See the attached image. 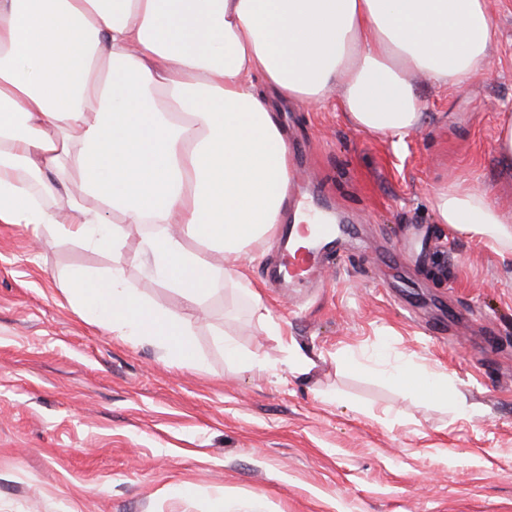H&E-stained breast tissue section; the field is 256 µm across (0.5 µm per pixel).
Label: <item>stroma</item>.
<instances>
[{
    "label": "stroma",
    "mask_w": 512,
    "mask_h": 512,
    "mask_svg": "<svg viewBox=\"0 0 512 512\" xmlns=\"http://www.w3.org/2000/svg\"><path fill=\"white\" fill-rule=\"evenodd\" d=\"M490 8L488 72L414 77L425 119L403 142L282 107L308 202L334 206L359 246L321 262L319 287L266 282L272 238L241 258L261 309L228 285L197 304L148 273L143 231L94 250L0 223V512H512V253L432 208L455 180L512 214L494 151L512 0ZM113 266L181 315L201 366L88 323L60 288L61 272ZM227 340L261 368L228 359ZM398 366L441 393L394 381Z\"/></svg>",
    "instance_id": "stroma-1"
}]
</instances>
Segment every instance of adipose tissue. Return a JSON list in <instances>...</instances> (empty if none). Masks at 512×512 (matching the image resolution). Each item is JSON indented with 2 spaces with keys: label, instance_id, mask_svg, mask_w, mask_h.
I'll use <instances>...</instances> for the list:
<instances>
[{
  "label": "adipose tissue",
  "instance_id": "adipose-tissue-1",
  "mask_svg": "<svg viewBox=\"0 0 512 512\" xmlns=\"http://www.w3.org/2000/svg\"><path fill=\"white\" fill-rule=\"evenodd\" d=\"M495 28L489 0H0V223L112 249L153 224L143 261L166 287L192 302L250 289L242 254L290 210L270 98L400 141L423 124L410 75L468 83ZM434 210L512 249V216L484 191L445 185ZM59 281L90 322L200 365L182 318L122 267Z\"/></svg>",
  "mask_w": 512,
  "mask_h": 512
}]
</instances>
